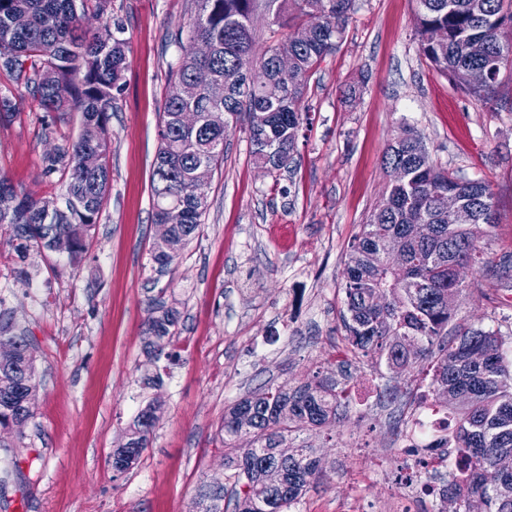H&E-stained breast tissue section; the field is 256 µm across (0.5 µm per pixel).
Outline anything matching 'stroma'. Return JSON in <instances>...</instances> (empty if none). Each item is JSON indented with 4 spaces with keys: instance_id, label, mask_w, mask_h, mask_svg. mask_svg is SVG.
Returning <instances> with one entry per match:
<instances>
[{
    "instance_id": "stroma-1",
    "label": "stroma",
    "mask_w": 512,
    "mask_h": 512,
    "mask_svg": "<svg viewBox=\"0 0 512 512\" xmlns=\"http://www.w3.org/2000/svg\"><path fill=\"white\" fill-rule=\"evenodd\" d=\"M196 9L195 0L111 2L131 51L87 262L19 260L0 227V323L29 340L37 380L28 421L0 430V512H193L201 491L234 482L219 433L225 410L266 383L294 388L316 375L350 389L349 412L331 427L297 424L292 445L313 448L325 478L292 512L378 506L399 490L393 435L430 369L422 361L393 376L345 340L348 245L382 199L388 143L413 130L436 166L488 181L498 213L491 257L512 255V69L491 99L466 95L421 55L415 0H354L337 50L310 80L312 123L291 169L259 168L243 127L232 129L199 236L157 272L151 177L178 53L171 36ZM351 87L360 90L352 100ZM80 129L74 112L46 131L27 100L0 123V172L58 200L42 157ZM464 281L454 323L512 332V287L486 271ZM155 298L180 313L177 336L158 350L145 333ZM152 400L161 410L148 447L114 475L113 449Z\"/></svg>"
}]
</instances>
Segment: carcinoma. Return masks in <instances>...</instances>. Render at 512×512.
Returning a JSON list of instances; mask_svg holds the SVG:
<instances>
[{
	"label": "carcinoma",
	"instance_id": "obj_1",
	"mask_svg": "<svg viewBox=\"0 0 512 512\" xmlns=\"http://www.w3.org/2000/svg\"><path fill=\"white\" fill-rule=\"evenodd\" d=\"M87 0H0V72L13 87L0 92V121L14 117L24 94L44 112L45 129L70 112L81 114L89 136H78L43 157L44 174L57 179L62 205L17 191L0 174V226L8 225L18 257L32 250L67 256L74 267L85 262L91 231L99 223L110 182V120L125 86L130 51L125 24L114 19L92 26ZM198 10L174 35L178 57L171 81L184 86L179 100L166 98L159 126L160 145L152 171L154 223L164 224L178 207L183 221L155 245L153 261L166 268L201 230L209 204L195 183L197 167L215 170L224 160V142L240 122L256 165L279 171L294 161L308 113L301 102L325 57L336 50L354 0H266L275 22L295 13L298 23L284 40L267 47L254 64L253 15L260 0H196ZM419 51L431 66L465 94L487 99L502 68L512 64V0H415ZM26 17L17 28L12 19ZM212 46L197 56L194 42ZM287 52L293 66L283 72L276 57ZM494 67L491 79L475 86L476 69ZM200 112L205 121L185 130L179 113ZM98 152L95 171L82 155ZM390 177L381 203L350 246L345 271L346 340L355 356L385 366L395 375L430 363L429 382L417 404L448 416L436 447L447 449L457 512H512V471L497 459L512 455V336L482 327L450 326L465 290L456 269L494 268L487 247L472 224L496 227L497 209L487 182L468 179L430 160L420 137L407 134L383 157ZM459 199L463 220L448 223V193ZM432 227L420 238L412 222ZM180 313L159 301L151 308L146 333L160 342L178 333ZM36 388L35 357L23 336L0 327V429L29 419L22 406ZM348 405L344 389L318 379L294 389L266 385L238 401L220 431L230 451L236 488L234 512H289L311 482L320 477L308 448L288 446L297 421L315 427L336 423ZM159 406L148 403L135 417L126 443L112 452V470L133 468L147 448ZM249 435L253 445L237 448Z\"/></svg>",
	"mask_w": 512,
	"mask_h": 512
}]
</instances>
